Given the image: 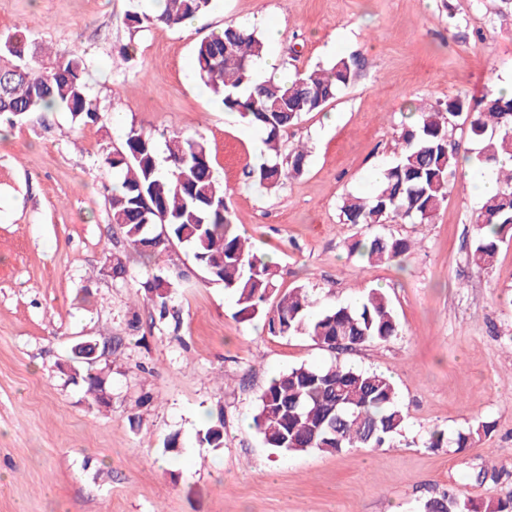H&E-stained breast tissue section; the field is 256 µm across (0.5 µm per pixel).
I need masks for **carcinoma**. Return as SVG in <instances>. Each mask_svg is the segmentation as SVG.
Instances as JSON below:
<instances>
[{
	"label": "carcinoma",
	"mask_w": 512,
	"mask_h": 512,
	"mask_svg": "<svg viewBox=\"0 0 512 512\" xmlns=\"http://www.w3.org/2000/svg\"><path fill=\"white\" fill-rule=\"evenodd\" d=\"M125 19L133 32L154 26L176 29L209 10L212 0H164L161 13L140 9L128 0ZM267 55L264 36L255 28L227 24L194 47L196 72L224 109L264 132V153L246 174V185L268 191L304 170L308 151L297 146L282 155L281 139L303 115L321 111L348 87L360 69L354 56H340L327 66L292 80L259 79ZM30 39L18 29L0 36V117L13 126L34 113L62 109L75 119L94 121L100 107L85 82L88 59L77 53L55 58L49 67L32 64ZM467 112L469 130L481 148L479 171L495 177L496 192L485 198L477 217L469 261L490 265L502 244L512 240V97L499 92L470 103L460 97L445 106L414 107L398 133L396 159L368 195L347 194L340 204L346 224L369 228L398 222L428 223L448 198L458 169L459 150L449 139L454 118ZM165 165L158 162L153 138L130 128L123 142L103 152L105 165L121 175L108 194L112 223L147 263L177 240L188 246L196 264L212 282L236 299L235 317L263 319L278 336H308L335 353L329 365L291 367L273 377L260 394L254 426L265 447L276 452L318 450L339 453L347 448H392L403 436L407 415L392 378L355 367L341 356L361 346L389 341L399 323L386 294L369 289L354 305L315 310L302 286L266 305L278 291V263L253 249L238 233L227 206V189L215 174L202 138L172 133L165 140ZM165 223L161 238L154 225ZM411 243L392 235L370 234L353 240L348 252L367 263L389 262L410 251ZM174 283L166 272L151 269L142 283L146 299L159 319L171 316ZM72 379L80 380L91 404H101L96 367L76 360ZM223 414L211 413L200 442L223 445ZM484 422L448 438L430 432L428 448L448 444L468 448L490 434ZM423 512H512V495L474 503L444 490L424 503Z\"/></svg>",
	"instance_id": "1"
}]
</instances>
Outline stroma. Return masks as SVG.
<instances>
[{"instance_id":"35a3bbf8","label":"stroma","mask_w":512,"mask_h":512,"mask_svg":"<svg viewBox=\"0 0 512 512\" xmlns=\"http://www.w3.org/2000/svg\"><path fill=\"white\" fill-rule=\"evenodd\" d=\"M498 0H214L182 28L131 34L127 0H0V33L20 27L36 47L83 53L97 122L45 112L0 119V512H422L447 489L480 503L512 492V241L494 264L468 253L481 198L458 171L430 223L379 233L414 241L391 262L362 264L347 245L340 201L368 194L394 160L414 106L461 95L479 100L512 78V15ZM235 23L281 38L268 53L288 79L356 55L355 81L284 135L308 150L302 174L279 188H248L264 135L224 110L199 79L193 49ZM136 41L132 60L116 45ZM136 128L164 148L172 132L201 136L228 190L233 219L278 262L280 292L303 285L317 308L356 303L382 288L398 336L345 354L390 374L408 414L392 448L335 455L275 452L253 426L257 399L277 373L326 365L331 352L305 336H274L236 319L233 295L210 282L189 248L158 259L176 279L178 324L152 319L137 284L146 268L112 223L114 176L104 148ZM125 280L108 271L112 257ZM112 338L111 407L91 405L64 364L79 341ZM222 410L224 443L198 434ZM485 421L472 447L428 448ZM178 447H166L171 434Z\"/></svg>"}]
</instances>
